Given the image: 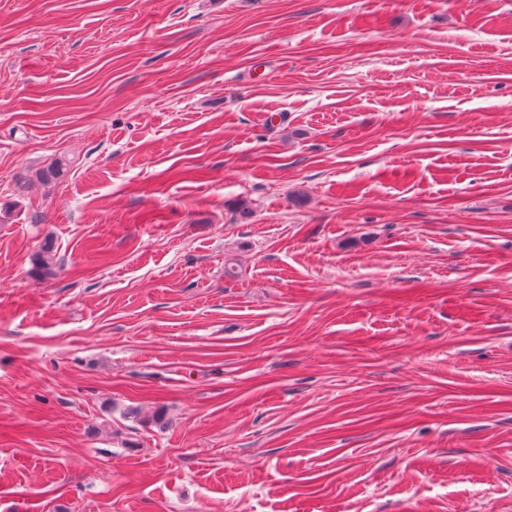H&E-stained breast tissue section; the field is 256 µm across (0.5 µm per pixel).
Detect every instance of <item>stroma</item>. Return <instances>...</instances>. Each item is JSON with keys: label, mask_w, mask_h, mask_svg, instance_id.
<instances>
[{"label": "stroma", "mask_w": 512, "mask_h": 512, "mask_svg": "<svg viewBox=\"0 0 512 512\" xmlns=\"http://www.w3.org/2000/svg\"><path fill=\"white\" fill-rule=\"evenodd\" d=\"M0 512H512V0H0Z\"/></svg>", "instance_id": "obj_1"}]
</instances>
